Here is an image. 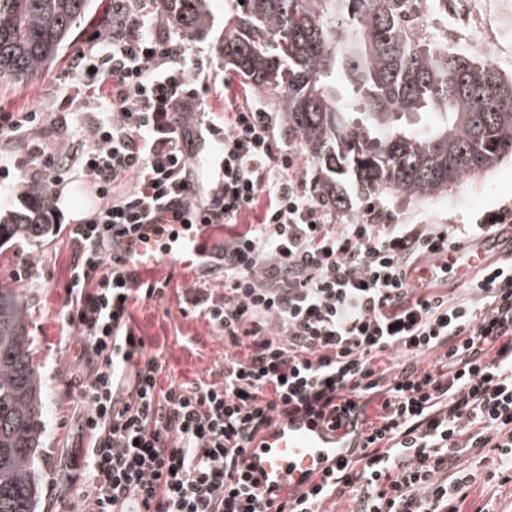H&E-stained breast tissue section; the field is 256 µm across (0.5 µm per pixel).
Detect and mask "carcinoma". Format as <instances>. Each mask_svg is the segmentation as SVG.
<instances>
[{
    "instance_id": "1",
    "label": "carcinoma",
    "mask_w": 512,
    "mask_h": 512,
    "mask_svg": "<svg viewBox=\"0 0 512 512\" xmlns=\"http://www.w3.org/2000/svg\"><path fill=\"white\" fill-rule=\"evenodd\" d=\"M93 0H0V85L57 63ZM422 0H243L224 63L277 103L337 205L381 192L444 194L512 157V77L486 57L415 35ZM186 40L207 0H155ZM429 116L426 125L407 118ZM49 203L33 187L0 221V243L33 236ZM26 311L0 288V512H36L41 408Z\"/></svg>"
}]
</instances>
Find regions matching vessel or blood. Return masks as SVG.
<instances>
[{
	"instance_id": "1",
	"label": "vessel or blood",
	"mask_w": 512,
	"mask_h": 512,
	"mask_svg": "<svg viewBox=\"0 0 512 512\" xmlns=\"http://www.w3.org/2000/svg\"><path fill=\"white\" fill-rule=\"evenodd\" d=\"M511 238L512 226L503 224L492 234L449 248L444 261L451 283H462L476 269L492 264ZM165 239L160 225H143L139 238L130 242L129 268L141 270L166 262L204 270L223 258L210 228L201 224L182 226L173 252L160 249ZM354 422L351 415L334 424L304 412L295 413L254 440L243 467L250 481L263 491L269 512H278L292 492L307 488L328 467L356 450Z\"/></svg>"
}]
</instances>
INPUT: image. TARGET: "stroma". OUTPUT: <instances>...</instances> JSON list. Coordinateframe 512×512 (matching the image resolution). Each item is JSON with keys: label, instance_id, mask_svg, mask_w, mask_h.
Returning <instances> with one entry per match:
<instances>
[{"label": "stroma", "instance_id": "obj_1", "mask_svg": "<svg viewBox=\"0 0 512 512\" xmlns=\"http://www.w3.org/2000/svg\"><path fill=\"white\" fill-rule=\"evenodd\" d=\"M237 0H210L204 27L185 46L197 50L204 66L224 72L231 80L230 92L238 102L261 101L257 91L225 69L217 47L224 27L235 13ZM445 21L455 35L449 48L476 52L481 26H489L499 41L492 58L500 71L512 75V0H433L423 12L418 27L432 38L440 33L434 24ZM97 17L83 21L72 48L37 80L16 86H0V109L11 112L34 109L45 113V146L64 157H72L87 138L97 116L98 105L89 94L77 92L83 71L72 69L74 54L90 50V37L99 31ZM26 151L24 143L0 137V213L8 214L23 203L33 181L21 176L16 160ZM512 202V159L502 161L490 174L462 180L446 194L425 199L400 194H382L355 199L337 207L343 217H353L373 206L390 213L395 222L407 224L423 215L439 224H470L483 212ZM73 247L67 234L52 233L37 238H13L0 244V286L18 294L27 312L30 357L38 370L43 392L39 418L40 448L35 459L39 485L37 512H65L67 503L80 493L71 480L68 461L73 449L89 444L79 428L78 384L85 374L79 361L78 336L63 327L59 312L65 299ZM194 271L175 272L164 298L133 306L140 334L157 340L162 350L164 375L179 383L223 381L224 338L204 318L182 315L181 290L193 286Z\"/></svg>", "mask_w": 512, "mask_h": 512}]
</instances>
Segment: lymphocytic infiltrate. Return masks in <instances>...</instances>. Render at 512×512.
<instances>
[{"mask_svg": "<svg viewBox=\"0 0 512 512\" xmlns=\"http://www.w3.org/2000/svg\"><path fill=\"white\" fill-rule=\"evenodd\" d=\"M159 18L149 0H112L101 64L77 55L103 111L76 164L31 142L44 113H0V135L28 144L21 174L51 194L79 168L95 199L70 227L60 311L87 366L78 402L90 445L71 455L84 483L70 512H268L242 458L301 411L357 412L361 443L279 512L346 496L356 512H463L479 480L469 458L486 448L487 482H512V255L454 294L433 264L512 219V206L473 224H396L372 207L340 219L296 182L272 113L245 102L201 119L211 78ZM210 136L220 151L202 184L195 160ZM256 207V223H242ZM156 220L173 237L182 224L223 234V293L192 288L181 306L223 335L222 384L162 382L160 352L135 331L133 305L170 282L128 268L122 240ZM425 265L430 278L415 279ZM387 353L395 368L380 367ZM426 355L437 369L420 367Z\"/></svg>", "mask_w": 512, "mask_h": 512, "instance_id": "lymphocytic-infiltrate-1", "label": "lymphocytic infiltrate"}]
</instances>
